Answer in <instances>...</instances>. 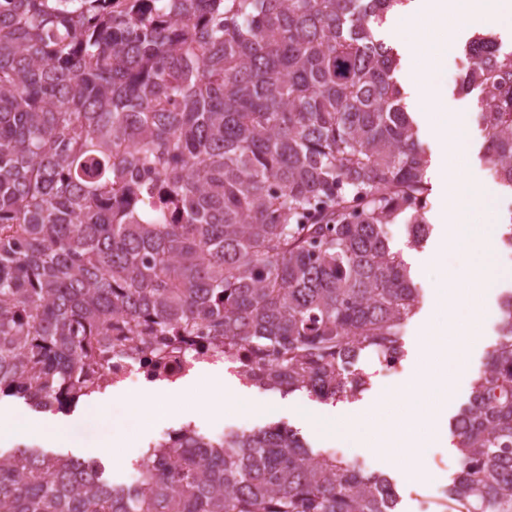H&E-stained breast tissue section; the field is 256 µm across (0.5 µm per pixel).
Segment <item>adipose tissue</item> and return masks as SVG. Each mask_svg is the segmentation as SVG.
Returning <instances> with one entry per match:
<instances>
[{
    "instance_id": "1",
    "label": "adipose tissue",
    "mask_w": 512,
    "mask_h": 512,
    "mask_svg": "<svg viewBox=\"0 0 512 512\" xmlns=\"http://www.w3.org/2000/svg\"><path fill=\"white\" fill-rule=\"evenodd\" d=\"M199 389L197 405L201 413L219 421L226 405L236 402V394L224 384V370L218 366L201 369L195 379ZM184 386L146 385L132 394L115 393L111 404L93 402L83 414L67 424H59L42 413L24 416L0 412V440H19L36 435L76 444L86 458L116 457L117 448L127 441L130 426L146 429L161 416L164 406L179 398Z\"/></svg>"
}]
</instances>
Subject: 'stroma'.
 <instances>
[{
    "label": "stroma",
    "mask_w": 512,
    "mask_h": 512,
    "mask_svg": "<svg viewBox=\"0 0 512 512\" xmlns=\"http://www.w3.org/2000/svg\"><path fill=\"white\" fill-rule=\"evenodd\" d=\"M463 53L461 49H454L448 55V69L442 72L440 81L444 94L448 98L449 107L457 112L464 113L465 125L463 137L468 148V166L471 177L479 185H487V164L483 158V137L479 127L476 125L473 116L476 110L475 94L459 92L457 82L463 69ZM418 142L428 160L427 178L429 182V203L426 212V220L431 226V233L427 242L418 248H411L407 245V237L402 225L394 224L388 229L391 246L393 250L399 251L403 259L412 267L415 281L421 288L423 304L419 312L407 324L403 342L406 349V371H413L415 365V345L420 334L423 323L431 316V302L434 297V290L438 285V272L435 268L433 255L440 234V213H441V191L439 176L437 174L438 147L427 136H419ZM494 316L483 318L477 325L479 342L468 354L466 371L462 378L454 382L451 387L452 409H459L464 403L471 390V384L476 377L477 371L484 365L488 351L496 338L494 327ZM390 386L389 380L382 377L371 378L367 390L359 399L334 404L323 403L308 397L306 394L297 392L287 396L283 405H275V393L265 392L258 388L246 385L242 391L246 400L256 404H274L273 413H252L246 409H225L224 419L221 422H214L209 417L198 414L197 399L195 391L185 392L179 399L169 404L165 409L164 419L154 427L147 429L137 437L136 448L131 449L124 457L121 464L107 465L106 471L111 480H119L125 469L130 468L132 463L140 461L148 442L161 440L167 433L181 428L183 421L189 420L197 428L204 431H217L228 428L243 427L254 431L272 422H282L285 426L297 429L301 435L318 452H326L332 448H346L364 459L366 468L373 471H386L382 456L365 448L361 443L352 441L344 434L323 436L316 431L302 426L298 420V410L305 409L315 412H355L377 401L380 394Z\"/></svg>",
    "instance_id": "obj_1"
}]
</instances>
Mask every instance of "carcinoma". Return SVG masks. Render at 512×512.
Returning a JSON list of instances; mask_svg holds the SVG:
<instances>
[{
    "label": "carcinoma",
    "mask_w": 512,
    "mask_h": 512,
    "mask_svg": "<svg viewBox=\"0 0 512 512\" xmlns=\"http://www.w3.org/2000/svg\"><path fill=\"white\" fill-rule=\"evenodd\" d=\"M403 2L0 0V397L64 410L103 390L112 342L201 333L264 391L361 395L346 362L403 349L422 301L385 227L430 234L374 29ZM463 53L512 194V47L488 33ZM499 307L441 512H512V290ZM145 456L131 494L99 461L0 452V512H399L385 474L278 423L215 443L183 428Z\"/></svg>",
    "instance_id": "1"
}]
</instances>
